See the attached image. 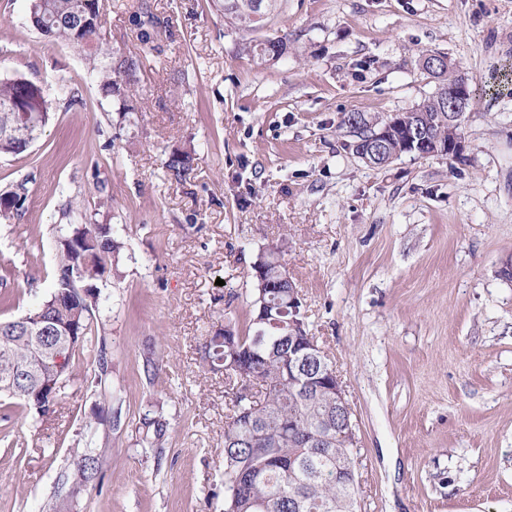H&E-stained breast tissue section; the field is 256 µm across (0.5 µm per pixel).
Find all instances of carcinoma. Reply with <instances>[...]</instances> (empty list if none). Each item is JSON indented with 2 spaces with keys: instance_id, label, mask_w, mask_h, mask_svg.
<instances>
[{
  "instance_id": "carcinoma-1",
  "label": "carcinoma",
  "mask_w": 512,
  "mask_h": 512,
  "mask_svg": "<svg viewBox=\"0 0 512 512\" xmlns=\"http://www.w3.org/2000/svg\"><path fill=\"white\" fill-rule=\"evenodd\" d=\"M224 20L243 32L264 28L279 14L283 0H265L264 14L257 15L253 0H215ZM143 5L130 12L129 22L138 41L154 43L157 31L142 20ZM99 0H31L29 19L38 32H48V39L66 43L85 60L88 69L99 75L102 97L117 111L127 114L138 110L130 84L123 83L116 66L98 65L104 54L105 34L99 21ZM260 66L277 62L288 53V37H273L247 46ZM457 78L453 66L438 76L435 91L416 108L399 114L401 128L382 143H370V137L385 126L386 118L362 112L343 115L341 125L352 140L345 144L356 156L359 148L372 150L369 164L385 167L391 159L409 153L404 147L406 135L423 128L425 139L418 155L430 156L434 145L445 146L462 139V123L448 118V106L440 92L448 81ZM52 108L43 88L22 77L0 79V155L26 153L42 135ZM195 152L175 151L166 161L170 180L183 184L194 171ZM0 220L22 214L27 199L26 182H18L0 194ZM62 216L71 224L74 239L62 242V257L54 271V289L50 297L30 310L43 314L51 326L61 328L78 324V343L68 352L92 341L96 305L75 314L74 306L58 299V292L69 287L73 262L92 257L97 273L85 279L97 281L107 273L118 274V260L124 242L109 224H100L88 237L79 230L86 214L69 202ZM253 266L263 272L254 277L250 317L245 332L231 328L234 345L224 343V333L209 337L202 347V360L213 372H223L233 381L227 392L229 415L224 423V512H356L357 482L349 474L355 469L354 449L336 447V403L331 389L334 378L327 369L332 363L324 351L311 359L292 358L288 326L258 321L260 301L276 308H288V289L282 283L280 250L259 252ZM97 383L106 382L107 363L101 352L105 338L99 336ZM34 358L32 346L21 336H0V396L6 395L23 408L30 407L25 397L3 386V364L23 365ZM103 450L90 440L84 455L91 461L85 475L93 480L100 473Z\"/></svg>"
}]
</instances>
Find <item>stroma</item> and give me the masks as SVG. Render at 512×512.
<instances>
[{"label": "stroma", "instance_id": "obj_1", "mask_svg": "<svg viewBox=\"0 0 512 512\" xmlns=\"http://www.w3.org/2000/svg\"><path fill=\"white\" fill-rule=\"evenodd\" d=\"M99 2L109 49L140 59L141 111L103 104L81 57L31 27L30 0H0V79L52 101L28 152L0 156V190L28 189L0 223V319L49 296L67 200L125 243L97 284L106 384L85 350L54 413L0 401V512H49L90 438L109 450L73 512H224V376L201 346L244 327L253 263L276 246L345 386L358 512H512V282L496 274L512 257V0H285L251 35L211 0H145L151 48L128 20L136 0ZM281 35L287 55L256 66L247 43ZM424 49L476 91L464 157L370 167L341 118L430 95ZM189 149L190 182H171L169 155ZM148 417L168 425L153 448Z\"/></svg>", "mask_w": 512, "mask_h": 512}]
</instances>
